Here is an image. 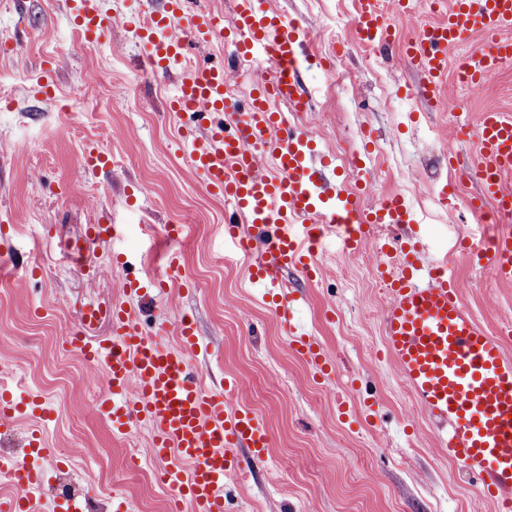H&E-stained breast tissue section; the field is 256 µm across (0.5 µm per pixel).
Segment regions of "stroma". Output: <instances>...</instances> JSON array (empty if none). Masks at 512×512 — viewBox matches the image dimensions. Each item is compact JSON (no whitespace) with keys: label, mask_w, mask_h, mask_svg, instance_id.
Wrapping results in <instances>:
<instances>
[{"label":"stroma","mask_w":512,"mask_h":512,"mask_svg":"<svg viewBox=\"0 0 512 512\" xmlns=\"http://www.w3.org/2000/svg\"><path fill=\"white\" fill-rule=\"evenodd\" d=\"M160 0H118L112 29L99 42L80 40L66 0H0V246L18 263L0 278V370L41 393L53 414L44 435L53 456L32 458L43 470L44 512L68 486L79 512H167L168 495L149 462L151 432L135 425L122 438L93 411L101 398L99 367L64 348L78 329L76 312L88 301L123 296L127 278L152 273L168 282L165 296L131 299L142 318L160 322L162 340L174 341L176 323L190 317L203 349L192 357L205 385L239 384L238 401L269 432L273 446L262 460L243 455L247 482L229 484L234 512H499L496 501L438 446L440 429L407 392L383 349L382 315L389 297L374 269L375 244L362 253L341 252L326 242L317 260L320 279L307 284L297 272L283 284L295 300L297 324L331 351L333 377L314 376L288 347V336L253 287L244 261L224 248L223 198L209 194L192 166L182 130L205 119L169 111L176 75L146 72L143 47L129 23ZM259 8L328 28L336 16L353 20V0H259ZM394 29L391 44L368 50L346 27L341 40L319 41L318 53L334 58L348 76L333 90L330 71H303L310 95L311 131L331 152L342 142L351 164V187L363 204L402 195L415 215L416 249L424 259L448 246L459 224L473 223L469 203L479 194L460 167L476 156L474 128L480 112H512V62L481 87L448 81L441 103L427 99L419 73L401 59L404 37L433 19L432 0H385ZM104 82L102 102L80 112L62 111L77 101L90 78ZM129 107L113 111L109 99ZM23 142L27 151L17 152ZM100 147L109 165L84 167L86 143ZM455 192L453 208L433 199ZM119 224L123 233L101 244L84 241L87 225ZM169 224L181 226L177 247L182 277L149 252ZM83 241L82 262L68 259ZM453 275L463 302L512 355V283L494 278L457 253ZM140 473L129 478L131 458Z\"/></svg>","instance_id":"stroma-1"}]
</instances>
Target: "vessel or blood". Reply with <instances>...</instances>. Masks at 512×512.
Listing matches in <instances>:
<instances>
[{"instance_id":"b4317fda","label":"vessel or blood","mask_w":512,"mask_h":512,"mask_svg":"<svg viewBox=\"0 0 512 512\" xmlns=\"http://www.w3.org/2000/svg\"><path fill=\"white\" fill-rule=\"evenodd\" d=\"M192 3L164 0L161 12L135 21L134 32L150 67L179 73L173 110L225 114L224 120L186 135L193 167L235 212L224 226L225 244L241 255H258L253 282L276 289L291 268L312 278L313 255L327 239L339 240L348 253L376 241L379 253L394 259L376 267L390 297L383 316L387 356L416 404L446 429L440 445L447 448L449 461L501 504L512 503V357L462 301L447 253L423 267L401 239L377 236L380 228L413 226L401 196L365 209L341 188L336 203H323L315 179L314 139L294 121L310 107L299 74L312 28L261 10L255 0H235L229 25ZM356 5L358 42L382 44L389 23L379 0H356ZM70 6L85 41L101 40L110 23L101 0H71ZM439 13L438 20L418 27L403 45L406 62L420 71L429 95L443 88L448 49L467 33H480L485 40L462 63L467 84L484 83L500 64L512 61V0H450ZM180 21L186 24L183 35L167 36V29ZM228 40L240 57L269 75L244 112L228 93L223 68L185 65L192 52ZM476 136L478 159L465 173L477 179L482 198L511 215L512 189L503 178L512 173V113L481 112ZM470 254L496 279L512 282L511 225L498 227L491 246L471 245ZM275 314L290 332L291 349L315 375H325L329 363L323 352L311 336L292 328L289 294L276 302ZM76 319L80 329L66 337L65 345L104 369L108 387L98 408L113 435H127L134 422L146 424L156 479L174 504H189L191 512H225V486L244 477L238 449L264 458L271 437L250 410L197 382L188 361L202 348L193 321L181 320L178 346L166 348L125 301L106 308L87 304ZM104 319L111 323V336L88 342ZM42 406L36 396L20 404L8 386H1L0 429L22 409L34 413ZM0 473L16 488L15 494H0V512H40L32 495L42 485L40 473L5 454Z\"/></svg>"}]
</instances>
